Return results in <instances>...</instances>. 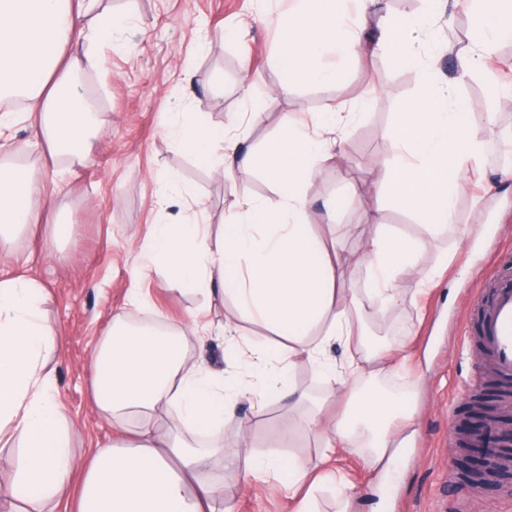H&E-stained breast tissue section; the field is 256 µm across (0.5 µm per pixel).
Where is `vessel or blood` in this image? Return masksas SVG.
Returning <instances> with one entry per match:
<instances>
[{
  "mask_svg": "<svg viewBox=\"0 0 512 512\" xmlns=\"http://www.w3.org/2000/svg\"><path fill=\"white\" fill-rule=\"evenodd\" d=\"M477 304L485 365L502 380H512V287L494 288Z\"/></svg>",
  "mask_w": 512,
  "mask_h": 512,
  "instance_id": "1",
  "label": "vessel or blood"
}]
</instances>
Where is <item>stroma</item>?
<instances>
[{
	"mask_svg": "<svg viewBox=\"0 0 512 512\" xmlns=\"http://www.w3.org/2000/svg\"><path fill=\"white\" fill-rule=\"evenodd\" d=\"M295 5V0H102L103 9L126 17L122 39L127 48L114 52L101 46L105 67L84 68L93 82L82 91L96 106L100 128L88 161L53 160L27 124L11 131L15 148L0 162L26 169L51 206L36 234L17 237L14 257L0 259V272L34 275L45 290V312L63 338L51 362L55 396L75 432L77 463L112 437L111 425L93 405L88 362L113 313L127 309L131 289L139 290L145 301L142 317L149 321L182 327L195 306L192 291L170 289L160 273L145 269L140 243L148 225L161 220L217 225L230 219L237 198L273 200L279 193L263 169L243 180L228 179L176 145L165 135L170 113L188 109L218 127L232 114L260 108L261 120L246 127L241 144L243 151L260 155L288 124L340 108L347 115L346 154L324 162L316 173L310 221L324 223L325 202L348 197L331 229L338 253L353 260L347 283L366 281V267L357 257L375 232L376 213H383L392 230L422 237L418 215L383 193L380 165L396 152L390 127L421 91L415 71L385 53L367 60L333 57L335 82L301 79L292 94L281 95L277 20ZM470 29V4L462 0L452 25L436 29L442 74L455 71L456 54L469 43ZM508 69L512 42L499 46L488 72L458 88L474 111L492 113L495 121L477 130L485 153L480 167L459 182L455 225L422 238L419 268L438 267L441 275L418 294L413 281L402 282L404 302L386 312L355 305L365 335L386 345L405 343L410 359L395 375L352 377L349 385L407 398L414 414L395 481L372 474L362 449L337 455V467L356 486L348 512H397L400 503L407 512H455L462 495L469 497L471 512H512L511 468L482 488L459 474L460 442L474 393L470 376L483 368L478 334H462L461 328L476 317L473 294L481 277L494 275L512 257V164L497 160L503 130L512 131V97L492 92ZM247 83L253 91L249 97L243 92ZM170 176L194 190L198 205L162 208L161 187ZM55 224L72 227L71 237L58 245L59 261L42 251ZM480 224L486 233L471 234V227ZM238 416V425L225 426L224 434H243L245 462L275 449L278 431L288 421L283 403L275 401L261 410L242 403ZM204 470L216 480L219 498L233 502L236 512H283L287 506L281 480L249 485L211 461Z\"/></svg>",
	"mask_w": 512,
	"mask_h": 512,
	"instance_id": "35a3bbf8",
	"label": "stroma"
}]
</instances>
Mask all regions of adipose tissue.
<instances>
[{"mask_svg": "<svg viewBox=\"0 0 512 512\" xmlns=\"http://www.w3.org/2000/svg\"><path fill=\"white\" fill-rule=\"evenodd\" d=\"M98 0H0V98L18 93L20 112H0V153L10 130L23 120L51 155L85 157L88 139L98 134L88 101L75 81L83 63H99V48L122 47V17L109 13L82 27L95 14ZM354 15L339 0H299L280 25L278 64L286 80L306 77L334 81L336 72L322 64L328 53H390L419 74L422 93L401 112L389 131L396 156L385 161L392 177L390 194L416 211L423 234H435L456 220L460 175L479 166L483 145L476 136L490 114L471 111L456 88L494 62L498 46L512 40V0H472L473 38L458 71L437 77L435 57L421 53L419 33L453 14L459 0H427L426 12L400 19L382 18L376 40L365 31L379 0H354ZM82 43V56H65L70 40ZM257 113H239L227 126L210 128L193 113L177 112L167 131L185 149L212 163L225 176L249 175L265 166L280 187L277 201L242 198L234 222L153 224L143 238L152 268L169 286L191 289L202 297L201 310L229 305L221 333L224 354L237 368L223 373L190 357L189 338L199 336L198 320L181 328L133 321L117 312L89 362L93 402L112 429L125 437L96 448L77 464L72 454L74 431L54 396L49 360L60 347V331L46 319L41 283L33 277L0 275V447L19 448L24 460L13 485L35 489L25 504L6 498L0 512H40L43 502L61 500L78 485L76 512H216L217 488L200 471L202 456L216 458L227 471L244 470L250 481L286 475L292 512H306L314 493L331 488L341 507H348L355 487L336 470L319 479L300 458L261 455L242 468L239 444L224 438L226 424L237 421V406L248 401L264 407L269 400L312 404L306 420L318 433L325 457L340 448H367L366 464L392 461L403 424L412 410L407 403L375 390H352L336 417L324 419L328 387L320 400L292 380L297 362L335 380L336 365L326 350L343 345L345 371L365 375L364 337L348 303V261L336 252L334 238L308 221V190L320 164L343 155L338 112L322 113L320 133L300 127L288 130L262 158L240 159L239 130ZM48 201L26 171L0 164V257L12 255L18 234L37 227ZM419 240L380 225L367 240L363 263L370 286L365 300L377 309L397 307L403 280L416 278ZM264 326L276 340L258 345L242 334V323ZM171 424L157 426L156 410Z\"/></svg>", "mask_w": 512, "mask_h": 512, "instance_id": "ef3b65f1", "label": "adipose tissue"}]
</instances>
